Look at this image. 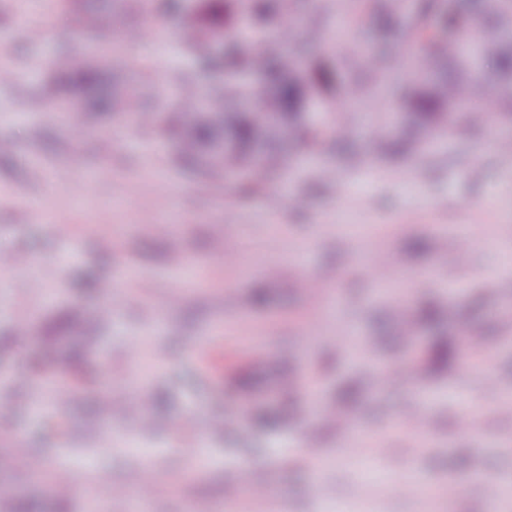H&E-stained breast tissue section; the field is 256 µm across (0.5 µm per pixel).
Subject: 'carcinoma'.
<instances>
[{
  "label": "carcinoma",
  "mask_w": 512,
  "mask_h": 512,
  "mask_svg": "<svg viewBox=\"0 0 512 512\" xmlns=\"http://www.w3.org/2000/svg\"><path fill=\"white\" fill-rule=\"evenodd\" d=\"M206 2L162 0L166 10L189 14L185 44L197 50L200 69L223 79L186 87L174 112L148 111L139 96L117 91L85 98L84 111L102 115L120 110L162 129L179 124L176 146L181 155L211 173L235 172L248 188L288 168V142L320 138L308 120L312 108L334 114L336 136L347 137L346 107L374 97L389 71L398 76L396 94L409 111L410 134L395 139L381 130V153L420 151L425 141L417 131L446 134L448 119L470 121L469 104L485 95L483 77L472 70L475 59L491 62L507 81L499 105L512 112V0H500L499 8L488 13L478 42L469 48H459L460 30L481 0H418L413 22L397 39L370 50L349 46L328 63L305 55V44L320 37L318 29L286 22L297 14L300 0H233L248 32L226 37L220 51L211 44L221 35L204 30L200 16L190 12L191 5ZM373 2L374 10L388 20L400 13L399 0ZM97 53L90 48L59 61L57 83L71 85L75 76L90 69L89 58ZM254 73L261 76L257 83L237 79ZM0 503L9 505L8 512L40 509L36 500L7 494H0Z\"/></svg>",
  "instance_id": "carcinoma-1"
}]
</instances>
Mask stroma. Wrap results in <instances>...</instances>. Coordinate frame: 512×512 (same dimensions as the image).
Listing matches in <instances>:
<instances>
[{
	"label": "stroma",
	"instance_id": "35a3bbf8",
	"mask_svg": "<svg viewBox=\"0 0 512 512\" xmlns=\"http://www.w3.org/2000/svg\"><path fill=\"white\" fill-rule=\"evenodd\" d=\"M305 15L325 37L307 55L336 50L339 30L355 41L383 36L372 9L351 21ZM182 15L155 0H0V253L38 268L0 266V486L54 512L48 481L13 453L22 440L47 472L74 474L69 512H85L98 490L126 495L102 512L148 500L150 512H210L251 483L269 512H512V496L490 510L476 486L448 497L450 481L483 471L512 488V117L496 108L493 71L484 106L490 121L435 134L426 152L376 158L375 128L405 132L404 115L381 101L354 113L344 148H292L287 180L243 192L179 164L164 132L119 113L51 110L53 59L85 45L111 46L98 90L134 88L158 110L196 76L183 44ZM143 36L125 40L127 31ZM334 170L321 179L320 165ZM42 219L32 222V202ZM74 225L60 237L55 227ZM425 249H414V240ZM395 268L440 322H416L402 340L396 313L365 272ZM455 273L464 290L449 291ZM113 278V294L86 291L87 275ZM322 281L309 294L302 280ZM485 339L483 355L430 370L437 337ZM93 337L98 353L69 366L56 355ZM375 339L377 367L402 368L398 382L372 386L365 358L339 349ZM166 344L162 357L153 341ZM78 380L59 406L44 376ZM483 399L477 436L459 429L463 398ZM422 413L425 428H404ZM220 417L222 432L186 451L180 422ZM153 486L140 481L144 468ZM421 491L390 497L388 482Z\"/></svg>",
	"mask_w": 512,
	"mask_h": 512
}]
</instances>
